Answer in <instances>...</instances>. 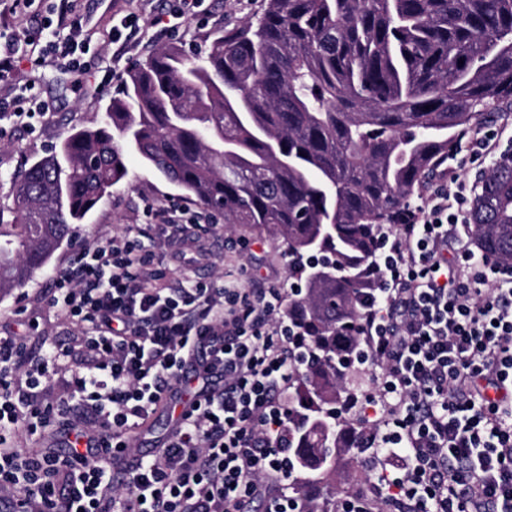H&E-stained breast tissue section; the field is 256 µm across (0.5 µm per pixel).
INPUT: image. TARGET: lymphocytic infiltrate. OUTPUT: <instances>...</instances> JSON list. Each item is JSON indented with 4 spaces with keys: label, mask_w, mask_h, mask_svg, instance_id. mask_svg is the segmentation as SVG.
I'll return each instance as SVG.
<instances>
[{
    "label": "lymphocytic infiltrate",
    "mask_w": 512,
    "mask_h": 512,
    "mask_svg": "<svg viewBox=\"0 0 512 512\" xmlns=\"http://www.w3.org/2000/svg\"><path fill=\"white\" fill-rule=\"evenodd\" d=\"M80 0L0 30V82L52 55L109 83L111 61ZM46 106L29 85L0 103V126H29ZM409 223L381 239L376 288L359 304L366 362L381 368L365 418L393 458L343 512H512V271L463 247L462 166H448ZM193 281L169 286L153 252L127 234L83 245L50 302L79 329L32 362L0 337V512H311L288 480L293 377L288 299ZM178 409L145 454L131 441L159 408ZM64 431L63 452L8 446Z\"/></svg>",
    "instance_id": "f902f5d3"
}]
</instances>
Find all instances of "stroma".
<instances>
[{
    "label": "stroma",
    "mask_w": 512,
    "mask_h": 512,
    "mask_svg": "<svg viewBox=\"0 0 512 512\" xmlns=\"http://www.w3.org/2000/svg\"><path fill=\"white\" fill-rule=\"evenodd\" d=\"M264 0H207L204 15L191 19L178 42L185 48L208 45L219 32L238 27L242 21L263 9ZM168 0H82L83 11L98 26H105L112 9H124L151 18L164 12ZM22 81L33 84L32 93L48 102L47 112L35 115L33 130L23 128L0 135V171H15L43 156L50 146L59 144L74 129L91 128L101 120L97 101L111 97L112 91L100 88L99 76L84 75L66 69L54 58L34 70L25 71ZM128 176L114 187L110 198L102 200L84 223L75 225L71 240L63 242L54 253L47 269L24 286L0 292V336H22L24 319L39 323V335L30 340L31 356L45 355L55 344L68 341L74 330L57 319L49 304L54 293L53 270L69 266L78 256L82 244L104 235L128 231L139 235L144 245L163 259L167 277L178 282L184 276L183 266L173 260L175 251L186 250L193 257L196 277L210 279H241L245 287L264 288L275 281L291 277L289 258L280 240L250 224H227L216 221L191 229L187 241L180 242L162 224L145 223V201L158 205L183 201L180 192L164 177L148 169L137 156L127 160ZM186 202V201H183ZM198 211L202 205L186 202ZM25 315H18V308ZM370 481L353 453L341 456L330 504H337Z\"/></svg>",
    "instance_id": "obj_1"
}]
</instances>
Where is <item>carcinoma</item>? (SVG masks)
I'll return each instance as SVG.
<instances>
[{
    "label": "carcinoma",
    "mask_w": 512,
    "mask_h": 512,
    "mask_svg": "<svg viewBox=\"0 0 512 512\" xmlns=\"http://www.w3.org/2000/svg\"><path fill=\"white\" fill-rule=\"evenodd\" d=\"M511 104L512 0H266L193 58L157 48L96 127L10 175L0 290L47 267L128 176L130 154L224 223L277 236L305 275L291 337L295 490L327 488L338 456L367 438L343 413L361 387L359 296L375 287V248L461 132ZM469 221L478 250L512 270V156L483 171Z\"/></svg>",
    "instance_id": "carcinoma-1"
}]
</instances>
